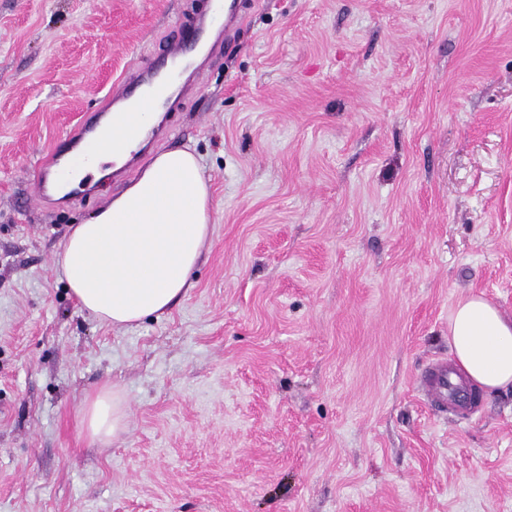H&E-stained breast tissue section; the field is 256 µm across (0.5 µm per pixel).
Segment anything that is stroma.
Instances as JSON below:
<instances>
[{
  "label": "stroma",
  "mask_w": 512,
  "mask_h": 512,
  "mask_svg": "<svg viewBox=\"0 0 512 512\" xmlns=\"http://www.w3.org/2000/svg\"><path fill=\"white\" fill-rule=\"evenodd\" d=\"M211 0H0V512H512V389L419 391L448 316L512 315V0H240L164 136L35 204L48 151L161 67ZM191 147L213 233L132 328L55 267L159 150ZM116 386L124 434L81 435ZM420 387L434 412H450L461 419L472 413L476 395L465 388L460 372L448 360L429 363L421 373Z\"/></svg>",
  "instance_id": "stroma-1"
}]
</instances>
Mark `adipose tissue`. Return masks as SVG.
I'll return each instance as SVG.
<instances>
[{
	"label": "adipose tissue",
	"mask_w": 512,
	"mask_h": 512,
	"mask_svg": "<svg viewBox=\"0 0 512 512\" xmlns=\"http://www.w3.org/2000/svg\"><path fill=\"white\" fill-rule=\"evenodd\" d=\"M213 228L210 183L187 149L156 154L87 222L75 225L55 264L81 310L116 327L160 316L192 287ZM456 365L485 391L512 387V319L484 296L459 299L448 318ZM127 428L118 391L86 401L81 430L108 444Z\"/></svg>",
	"instance_id": "ef3b65f1"
}]
</instances>
